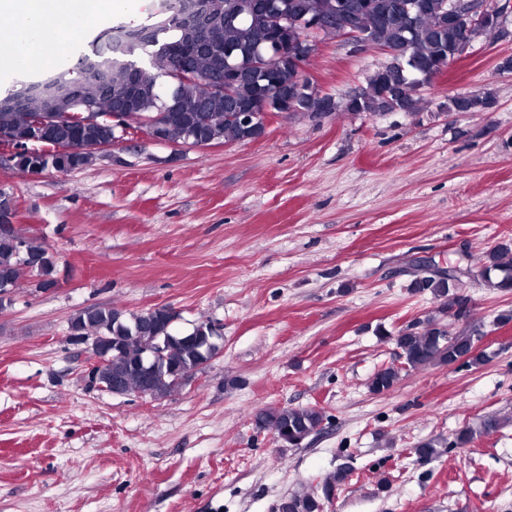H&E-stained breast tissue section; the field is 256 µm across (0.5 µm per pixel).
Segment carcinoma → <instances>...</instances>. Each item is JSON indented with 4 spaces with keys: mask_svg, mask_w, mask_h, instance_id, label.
<instances>
[{
    "mask_svg": "<svg viewBox=\"0 0 512 512\" xmlns=\"http://www.w3.org/2000/svg\"><path fill=\"white\" fill-rule=\"evenodd\" d=\"M185 0H162L145 27L152 38L109 41L120 28L104 29L92 52L76 64L55 72L63 85L96 111L109 114L118 106L129 111L127 127L135 132H162L172 143H246L255 135L254 126L240 114L267 110L284 113L288 119L312 118L314 112L337 117L365 113L383 115L419 110L420 89L448 68L462 32L448 24L444 0H198L208 13L202 30L183 23ZM281 4L285 21H273V3ZM348 18L361 39L371 47L398 51L391 64L369 78V90L358 91L343 101L319 96L302 71L304 60L291 52L309 37L308 23ZM271 59L258 76V58ZM224 75V93L211 89L212 78ZM495 105L490 93H475L467 101L448 100V111L488 112ZM46 101L31 97L25 111L0 106V131L18 149L15 166L23 171L37 166L29 145L38 137L44 145L71 144L82 147L112 140V128L68 119L49 129H38ZM93 151L59 154L52 167L69 171L90 164ZM29 264H23V258ZM54 262L48 248L13 231L0 233V278L20 279L24 274L43 278L39 287L53 283ZM500 277L491 278V272ZM469 269L450 266L428 270L413 287L444 298L443 308L453 312L461 328L451 333L436 318H426L421 328H406L395 336L401 350V366L378 370L370 380L374 394L390 391L399 381L401 368L412 370L449 365L464 360L469 366L484 362L475 350L479 340L473 309L464 305L450 289L459 287ZM482 275L488 286L512 289V247L499 245L484 255ZM70 325L111 338V359L95 369L98 381L129 392L148 391L168 397L181 385L179 377L192 374L211 358L214 339L211 323L202 321L189 334L174 329L172 317L146 310L126 314L114 307H95L79 312ZM160 342L165 359L149 374L141 368L143 346ZM257 429L272 431L289 445H299L319 430L323 413L315 407H267L258 410ZM348 478L340 469L321 483L320 491L293 492L286 496L288 512H321L324 501Z\"/></svg>",
    "mask_w": 512,
    "mask_h": 512,
    "instance_id": "obj_1",
    "label": "carcinoma"
}]
</instances>
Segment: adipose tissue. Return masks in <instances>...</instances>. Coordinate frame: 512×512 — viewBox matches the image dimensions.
Masks as SVG:
<instances>
[{
	"mask_svg": "<svg viewBox=\"0 0 512 512\" xmlns=\"http://www.w3.org/2000/svg\"><path fill=\"white\" fill-rule=\"evenodd\" d=\"M95 10V0H0V14L19 20L14 27L0 28V80L20 67L60 66L72 48L57 43L58 28L77 20L93 29Z\"/></svg>",
	"mask_w": 512,
	"mask_h": 512,
	"instance_id": "obj_1",
	"label": "adipose tissue"
}]
</instances>
